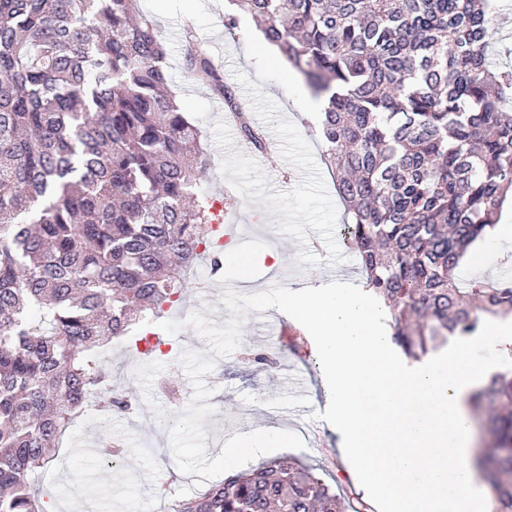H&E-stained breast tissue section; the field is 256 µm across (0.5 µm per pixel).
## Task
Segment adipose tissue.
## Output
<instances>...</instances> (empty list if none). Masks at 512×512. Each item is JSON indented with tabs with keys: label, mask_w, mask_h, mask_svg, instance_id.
I'll return each instance as SVG.
<instances>
[{
	"label": "adipose tissue",
	"mask_w": 512,
	"mask_h": 512,
	"mask_svg": "<svg viewBox=\"0 0 512 512\" xmlns=\"http://www.w3.org/2000/svg\"><path fill=\"white\" fill-rule=\"evenodd\" d=\"M281 309L316 342L332 393L331 423L364 488L391 512H486L470 396L494 368L453 342L410 366L365 284L304 278Z\"/></svg>",
	"instance_id": "1"
}]
</instances>
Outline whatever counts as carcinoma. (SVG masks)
I'll return each instance as SVG.
<instances>
[{
	"label": "carcinoma",
	"instance_id": "obj_1",
	"mask_svg": "<svg viewBox=\"0 0 512 512\" xmlns=\"http://www.w3.org/2000/svg\"><path fill=\"white\" fill-rule=\"evenodd\" d=\"M325 102L326 163L347 207L341 235L420 359L512 312V282L462 288L468 249L512 188V68L489 49V0H229ZM136 0H0V512H48L35 478L98 396L105 353L154 322L210 249L199 193L209 159L168 93L166 51ZM181 68L263 137L192 21ZM488 415L480 467L492 512H512V374L472 395ZM112 480L119 445L96 451ZM174 512H371L294 459L174 503Z\"/></svg>",
	"mask_w": 512,
	"mask_h": 512
}]
</instances>
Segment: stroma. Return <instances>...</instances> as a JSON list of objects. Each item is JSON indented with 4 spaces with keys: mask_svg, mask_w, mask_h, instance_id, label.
Segmentation results:
<instances>
[{
    "mask_svg": "<svg viewBox=\"0 0 512 512\" xmlns=\"http://www.w3.org/2000/svg\"><path fill=\"white\" fill-rule=\"evenodd\" d=\"M139 7L166 45L172 94L200 128V143L211 161L203 193L222 199L228 183L241 193L236 250L252 263L243 280L229 271L212 274L205 258L193 265L189 281L205 282L209 296L201 301L184 295L158 319L170 355L145 358L131 339L113 342L107 361L121 375L112 384L129 393L133 412L77 418L38 484L62 500L71 488L86 487L84 473L91 464L78 444L96 437L123 445L128 454L118 467L119 482L94 498L95 512H154L158 485H168L170 499L186 498L224 475L279 457L322 469L334 489H357V468L327 417V386L314 342L293 322L286 335L271 332L281 314L277 294L301 276H320L331 267L366 277L340 235L347 209L325 163V144L304 112L311 93L294 68L266 56L263 36L250 16L225 29L227 0H140ZM188 14L225 78L236 87H250L263 102L262 120L275 144L270 154L235 151L241 137L225 125L223 104L202 82L185 76L181 27ZM274 250L282 256L276 268L267 260ZM247 347L269 354L275 367L243 364L240 352ZM299 370L314 383L304 399L288 381ZM268 428L287 432L283 447L232 454L236 435Z\"/></svg>",
    "mask_w": 512,
    "mask_h": 512,
    "instance_id": "obj_1",
    "label": "stroma"
}]
</instances>
